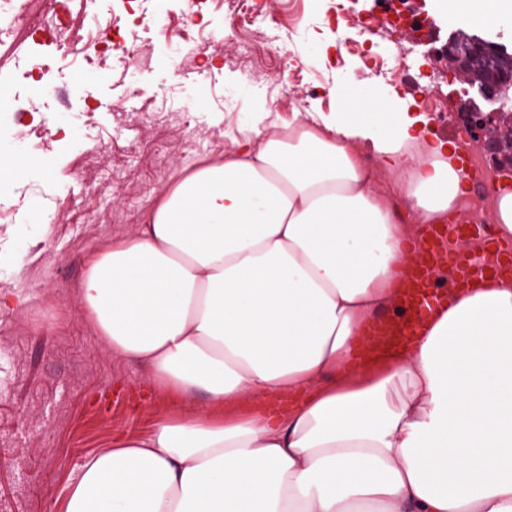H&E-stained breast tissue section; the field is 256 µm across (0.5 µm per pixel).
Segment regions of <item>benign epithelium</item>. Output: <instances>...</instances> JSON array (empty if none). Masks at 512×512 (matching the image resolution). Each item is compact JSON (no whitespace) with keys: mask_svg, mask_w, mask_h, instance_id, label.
Instances as JSON below:
<instances>
[{"mask_svg":"<svg viewBox=\"0 0 512 512\" xmlns=\"http://www.w3.org/2000/svg\"><path fill=\"white\" fill-rule=\"evenodd\" d=\"M447 54L456 58L460 69L467 67L474 59L482 60L486 77L477 84H469L475 95H469V90L463 91L466 100L462 102L460 115L464 117L463 128L470 133L477 132L475 141L483 154L495 157L503 142L512 141V124L500 120V112L512 104V99L507 95V90L512 88V72L500 68V48L478 36L464 45L449 40ZM481 101L494 103L498 108L484 112L479 106Z\"/></svg>","mask_w":512,"mask_h":512,"instance_id":"benign-epithelium-1","label":"benign epithelium"}]
</instances>
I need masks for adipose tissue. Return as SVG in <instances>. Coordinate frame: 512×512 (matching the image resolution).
I'll return each instance as SVG.
<instances>
[{"mask_svg":"<svg viewBox=\"0 0 512 512\" xmlns=\"http://www.w3.org/2000/svg\"><path fill=\"white\" fill-rule=\"evenodd\" d=\"M287 133L268 114L85 267L78 299L151 384L215 405L89 458L66 512H512V277L491 274L354 366L467 193L457 146L349 82ZM284 394L282 413L262 408Z\"/></svg>","mask_w":512,"mask_h":512,"instance_id":"adipose-tissue-1","label":"adipose tissue"}]
</instances>
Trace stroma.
Instances as JSON below:
<instances>
[{
  "instance_id": "obj_1",
  "label": "stroma",
  "mask_w": 512,
  "mask_h": 512,
  "mask_svg": "<svg viewBox=\"0 0 512 512\" xmlns=\"http://www.w3.org/2000/svg\"><path fill=\"white\" fill-rule=\"evenodd\" d=\"M335 0H271L281 23L267 32L268 50L256 62H230L233 40L249 36L257 0H196V22L184 27L187 0H88L82 40L94 44L111 21H135L149 48L124 67L71 59L54 45L21 50L46 71L42 80L0 69V157H33L20 175L0 180V203L13 223L0 227V290L21 296L0 309V512H65L67 488L85 461L121 434L147 436L155 424L180 415L181 400L151 390L145 368L120 358L93 333L77 293L84 267L99 248L131 235L156 193L182 170L209 156L208 142L178 125L151 122L147 99L190 110L196 127L215 135L278 111L285 86L300 90L303 111L332 112L330 90L349 79L367 94L398 97L419 109L416 88L378 78L358 53L328 46L326 23ZM381 0H359L373 17V51L387 57L402 43L424 53L460 32L481 33L512 50V15L476 27L456 0H409L423 22L418 33L396 26ZM224 57L223 68L207 64ZM36 99L58 139L15 130L14 100ZM24 469H17V462Z\"/></svg>"
}]
</instances>
